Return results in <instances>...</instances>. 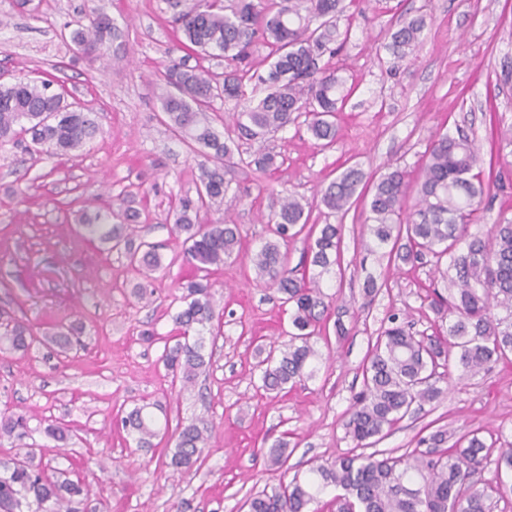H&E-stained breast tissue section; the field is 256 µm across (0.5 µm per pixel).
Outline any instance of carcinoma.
I'll use <instances>...</instances> for the list:
<instances>
[{"label": "carcinoma", "mask_w": 512, "mask_h": 512, "mask_svg": "<svg viewBox=\"0 0 512 512\" xmlns=\"http://www.w3.org/2000/svg\"><path fill=\"white\" fill-rule=\"evenodd\" d=\"M177 26L179 48L188 54L172 60L157 73L163 82L160 95L162 122L181 137L198 162L197 197L179 199L174 210V231L184 236V256L196 270L186 283L184 306L174 316L177 334L165 338L159 358L172 381L188 388L208 365L197 336L214 320L216 283L212 267L224 265L239 245L237 226L229 217L199 224L202 210L224 202L227 185L224 168L235 165L234 144L206 118L217 99L242 103L240 127L253 137L286 128L301 115L310 117L308 131L317 141L336 140L334 121L343 102V80L335 71L319 66L333 45H342L349 31L340 30L338 18L344 0H167ZM425 28L422 16L406 18L390 33L388 49L402 61L417 47ZM112 20L93 13L86 25L69 33L77 53L99 59L114 34ZM262 40L271 62L257 80L267 93L255 101L244 81L250 72L251 47ZM224 57L228 71L210 72L189 65L191 54ZM100 133L95 113L65 101L51 90V82L36 83L19 77L0 84V144L30 137L28 149L45 148L68 154L81 149ZM494 163H485L479 149L465 135L444 134L429 148L415 210L403 215L406 172L390 168L373 183L369 203V231L377 246H390L389 261L414 263L424 256L435 259V271L448 280V296L432 291L430 307L448 315L447 334L418 336L393 318L363 366V388L346 423L359 452H349L329 463L309 468L304 478L266 486L248 498V512H309L310 505L329 487L338 490L327 507L336 512H491V493H512V484L499 481L487 490L478 488L474 474L493 462L497 471L512 473V446L491 459L489 446L477 434L465 437L467 445L443 447L448 433L438 430L418 448L401 456L381 459L363 450L376 444L412 408L437 400L440 365L457 363L468 378L490 371L498 363H512V220L494 225L491 238L471 237L467 228L490 189ZM357 167L343 171L321 191L320 202L331 213H346L363 181ZM305 206L294 194L282 197L270 227V236L252 257L256 278L281 294L293 308L288 346L270 350L260 362L262 388L279 392L312 376L308 370L329 315L322 289L324 276L340 266L342 225L312 226L308 232L309 266L296 276L288 268V243L307 227ZM138 212L119 206L84 221L90 240L128 245V265L145 279L164 269L161 254L151 244L131 247ZM0 342L27 352L39 342L27 326L9 316ZM31 416L11 412L0 416V438L18 441L30 436ZM116 424L136 436L139 448L153 447L158 435L148 406H136L116 419ZM211 429L195 423L182 428L167 466L188 472L205 459ZM0 459V512H70L71 500L83 493L80 480L66 474H48L34 464L36 452ZM288 444L270 448L268 460L277 469L288 462Z\"/></svg>", "instance_id": "obj_1"}]
</instances>
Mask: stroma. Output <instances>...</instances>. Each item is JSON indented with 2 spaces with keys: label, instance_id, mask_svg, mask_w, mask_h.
Returning a JSON list of instances; mask_svg holds the SVG:
<instances>
[{
  "label": "stroma",
  "instance_id": "obj_1",
  "mask_svg": "<svg viewBox=\"0 0 512 512\" xmlns=\"http://www.w3.org/2000/svg\"><path fill=\"white\" fill-rule=\"evenodd\" d=\"M104 13L118 31L104 59L73 54L62 39L69 25ZM425 15L421 44L405 61L387 48L391 24ZM351 30L344 48L322 57L351 89L336 115L339 133L321 147L304 120L262 138L245 135L240 107L215 100L213 126L242 156L270 153L274 169L228 168L223 208L240 233L237 257L213 274L223 312L219 335L204 333L211 356L191 391L172 388L159 361L174 335L181 288L193 269L172 230L180 197L195 196L196 160L160 120L155 72L180 58L165 0H0V82L18 74L49 78L98 115L101 132L81 150L29 155L22 144L0 147V312L35 335L74 326L80 349L46 344L23 353L0 349V413L31 416V444L51 470H72L84 486L76 512H240L246 499L285 473H306L313 460H334L354 444L345 428L361 391L362 365L390 316L421 336L445 333L447 320L428 306L431 290L448 284L432 257L389 264L385 250L367 251L368 204L331 214L320 191L347 167L374 178L388 167L407 171L404 211H412L431 143L464 133L483 155L504 164L502 188L485 197L469 233L487 236L512 218V142L492 127L512 129V0H354L339 21ZM301 197L312 224L343 227L341 267L325 276L333 321L313 362L312 378L273 394L261 389L259 348L289 340L291 311L250 264L279 209V192ZM127 198L140 213L139 240L157 244L170 270L138 297L141 276L125 254L83 239V214ZM376 290L366 293L367 277ZM344 335H337V326ZM443 396L406 416L377 442L380 454L401 455L443 430L449 442L475 433L500 447L512 442V365L461 378L450 368ZM151 404L166 425L152 449H138L118 428V412ZM62 422L67 443L46 437L43 420ZM212 426L207 459L190 474L165 466L181 426ZM287 442V471L267 465L269 448Z\"/></svg>",
  "mask_w": 512,
  "mask_h": 512
}]
</instances>
